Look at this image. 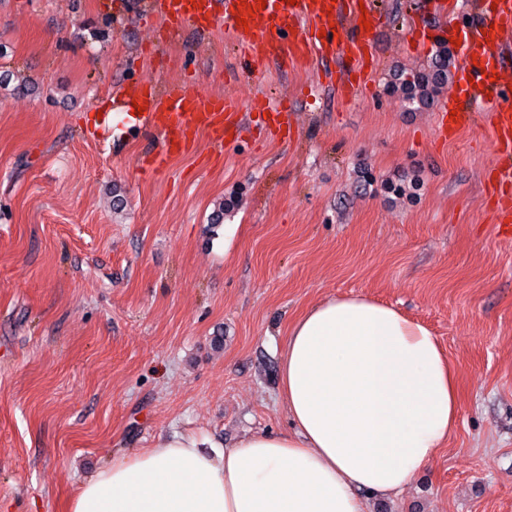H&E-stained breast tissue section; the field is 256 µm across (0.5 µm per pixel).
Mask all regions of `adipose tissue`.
Here are the masks:
<instances>
[{"mask_svg": "<svg viewBox=\"0 0 512 512\" xmlns=\"http://www.w3.org/2000/svg\"><path fill=\"white\" fill-rule=\"evenodd\" d=\"M280 395L294 423L218 453L191 436L113 460L66 512H367L400 494L458 420L452 366L423 325L364 297H332L290 326Z\"/></svg>", "mask_w": 512, "mask_h": 512, "instance_id": "1", "label": "adipose tissue"}]
</instances>
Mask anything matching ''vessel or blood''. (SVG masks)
<instances>
[{
  "instance_id": "obj_1",
  "label": "vessel or blood",
  "mask_w": 512,
  "mask_h": 512,
  "mask_svg": "<svg viewBox=\"0 0 512 512\" xmlns=\"http://www.w3.org/2000/svg\"><path fill=\"white\" fill-rule=\"evenodd\" d=\"M254 7L255 15L240 25L238 4ZM153 12L165 24L163 40L178 37L185 26L198 31L223 25L252 62L274 60L305 64L336 62L332 82L337 94L353 100L366 90L382 13L374 0H152ZM433 22L412 24L408 34L416 46L445 43L447 30L461 41L453 48V92L439 109V132L451 138L466 129L486 127L497 157L494 169L498 199L492 220L499 235L512 234V0H432ZM346 31L336 42L334 29ZM118 99L143 105L142 122L162 138L163 147L151 160L164 168L171 155L192 150L199 135L223 148L244 122L240 106L221 95L203 93L185 84L164 89L128 82L118 87ZM271 137H288L289 108L256 93L249 104Z\"/></svg>"
}]
</instances>
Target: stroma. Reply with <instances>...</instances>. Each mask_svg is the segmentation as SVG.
<instances>
[{"mask_svg": "<svg viewBox=\"0 0 512 512\" xmlns=\"http://www.w3.org/2000/svg\"><path fill=\"white\" fill-rule=\"evenodd\" d=\"M371 84L341 99L322 64L249 67L224 29L163 42L142 0H0V512H65L112 459L173 434L209 453L292 430L279 397L290 323L364 296L426 326L451 361L455 432L371 512H512V237L488 215L484 132L436 134L453 92L377 0ZM429 80L418 109L401 88ZM186 81L292 110L287 141L248 118L145 169L158 138L121 83ZM416 174L395 197L387 183Z\"/></svg>", "mask_w": 512, "mask_h": 512, "instance_id": "1", "label": "stroma"}]
</instances>
